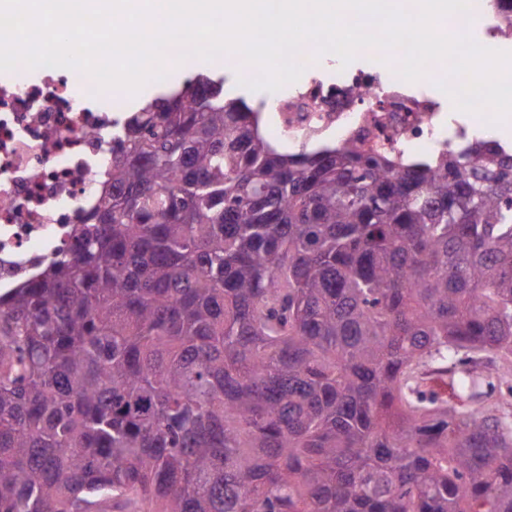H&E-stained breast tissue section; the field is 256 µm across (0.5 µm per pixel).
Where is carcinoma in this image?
I'll list each match as a JSON object with an SVG mask.
<instances>
[{
	"mask_svg": "<svg viewBox=\"0 0 512 512\" xmlns=\"http://www.w3.org/2000/svg\"><path fill=\"white\" fill-rule=\"evenodd\" d=\"M483 353L512 391V149L288 152L200 73L0 296V512H512Z\"/></svg>",
	"mask_w": 512,
	"mask_h": 512,
	"instance_id": "cac0c4a2",
	"label": "carcinoma"
}]
</instances>
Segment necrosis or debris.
I'll return each mask as SVG.
<instances>
[{"label": "necrosis or debris", "mask_w": 512, "mask_h": 512, "mask_svg": "<svg viewBox=\"0 0 512 512\" xmlns=\"http://www.w3.org/2000/svg\"><path fill=\"white\" fill-rule=\"evenodd\" d=\"M92 84L22 67L0 81V295L36 278L96 204L120 115L110 94H89ZM482 124L449 120L392 68L286 85L270 115L282 142L387 140L412 157L467 141L469 126Z\"/></svg>", "instance_id": "obj_1"}]
</instances>
